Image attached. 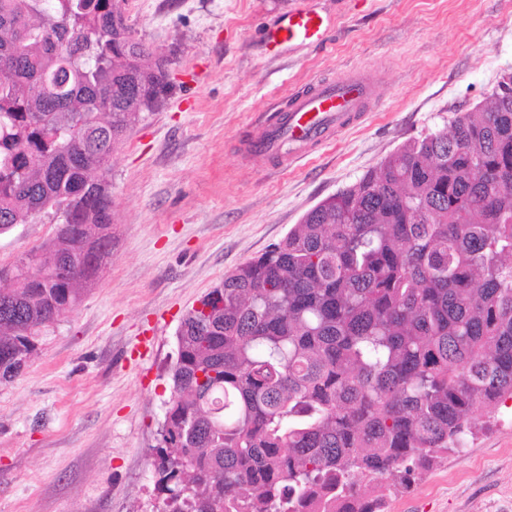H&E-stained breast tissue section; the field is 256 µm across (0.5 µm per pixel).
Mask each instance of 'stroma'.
I'll return each mask as SVG.
<instances>
[{
	"mask_svg": "<svg viewBox=\"0 0 512 512\" xmlns=\"http://www.w3.org/2000/svg\"><path fill=\"white\" fill-rule=\"evenodd\" d=\"M294 0H128L133 34L168 56L174 88L112 156V259L80 305L0 384V512H158L149 461L170 397L175 332L225 274L406 140L448 128L512 70V0H309L335 26L267 54ZM381 82L371 117L282 172L239 153L251 126L342 68ZM37 219L0 235L9 264L48 240ZM512 401L385 512H506Z\"/></svg>",
	"mask_w": 512,
	"mask_h": 512,
	"instance_id": "obj_1",
	"label": "stroma"
}]
</instances>
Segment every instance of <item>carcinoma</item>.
<instances>
[{
	"label": "carcinoma",
	"mask_w": 512,
	"mask_h": 512,
	"mask_svg": "<svg viewBox=\"0 0 512 512\" xmlns=\"http://www.w3.org/2000/svg\"><path fill=\"white\" fill-rule=\"evenodd\" d=\"M127 0H0V383L112 256V154L168 64ZM161 512H382L512 400V93L409 139L224 275L176 331ZM46 219H36L29 224H16L9 232L0 235V263L13 262L24 251L48 240L54 232L55 224Z\"/></svg>",
	"instance_id": "obj_1"
}]
</instances>
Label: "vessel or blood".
<instances>
[{
	"mask_svg": "<svg viewBox=\"0 0 512 512\" xmlns=\"http://www.w3.org/2000/svg\"><path fill=\"white\" fill-rule=\"evenodd\" d=\"M333 17L301 5L281 15L265 32L270 51L319 43ZM380 98L361 74L346 71L317 79L292 94L286 111L268 117L245 144L248 153L265 156L288 168L311 151L363 121Z\"/></svg>",
	"mask_w": 512,
	"mask_h": 512,
	"instance_id": "obj_1",
	"label": "vessel or blood"
}]
</instances>
